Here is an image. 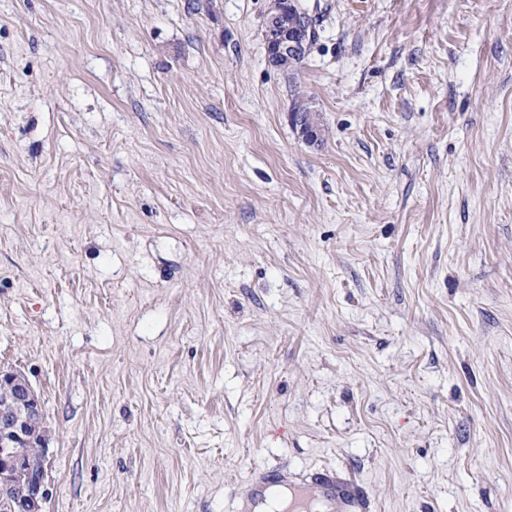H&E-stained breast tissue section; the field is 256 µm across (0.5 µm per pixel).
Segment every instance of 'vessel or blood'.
I'll list each match as a JSON object with an SVG mask.
<instances>
[{"mask_svg":"<svg viewBox=\"0 0 512 512\" xmlns=\"http://www.w3.org/2000/svg\"><path fill=\"white\" fill-rule=\"evenodd\" d=\"M288 492L291 512H369L370 500L362 487L331 472L296 478L281 468L258 467L235 495L236 512H264L269 492Z\"/></svg>","mask_w":512,"mask_h":512,"instance_id":"b4317fda","label":"vessel or blood"}]
</instances>
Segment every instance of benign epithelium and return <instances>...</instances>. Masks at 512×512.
<instances>
[{"mask_svg":"<svg viewBox=\"0 0 512 512\" xmlns=\"http://www.w3.org/2000/svg\"><path fill=\"white\" fill-rule=\"evenodd\" d=\"M293 0H275L267 16V53L275 63L296 61L305 55L312 37L308 20L288 22ZM292 124L303 139L318 138L316 114L291 113ZM37 443L41 463L31 471L23 449ZM48 430L44 426L42 401L25 375L0 370V486L11 493L0 498V512H43L49 496Z\"/></svg>","mask_w":512,"mask_h":512,"instance_id":"benign-epithelium-1","label":"benign epithelium"}]
</instances>
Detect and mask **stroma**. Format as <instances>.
I'll return each instance as SVG.
<instances>
[{"mask_svg": "<svg viewBox=\"0 0 512 512\" xmlns=\"http://www.w3.org/2000/svg\"><path fill=\"white\" fill-rule=\"evenodd\" d=\"M0 0V369L44 512H512V0ZM304 99L322 136L290 112ZM293 7L292 0H276L267 16L268 37L267 53L274 63H291L305 55L306 47L312 37V29L305 20L288 23V12ZM293 28V32L290 30ZM294 106H297V109L290 114L292 124L299 129L303 139L308 142L316 140L320 131L316 121V113L307 112L311 110L308 108V103L304 102L302 99H297ZM299 108L307 113H295ZM272 488L288 491L289 511L369 512L370 500L362 487L333 472L295 478L281 468L256 467L250 481L235 494L237 512H267L263 507Z\"/></svg>", "mask_w": 512, "mask_h": 512, "instance_id": "1", "label": "stroma"}]
</instances>
